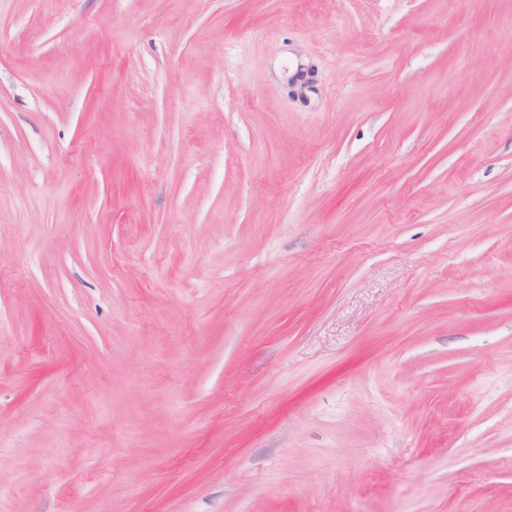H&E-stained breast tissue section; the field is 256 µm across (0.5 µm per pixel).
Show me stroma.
<instances>
[{
  "label": "stroma",
  "instance_id": "stroma-1",
  "mask_svg": "<svg viewBox=\"0 0 512 512\" xmlns=\"http://www.w3.org/2000/svg\"><path fill=\"white\" fill-rule=\"evenodd\" d=\"M0 512H512V0H0Z\"/></svg>",
  "mask_w": 512,
  "mask_h": 512
}]
</instances>
